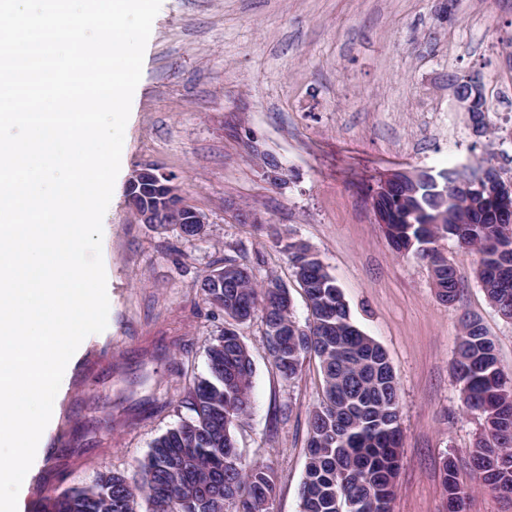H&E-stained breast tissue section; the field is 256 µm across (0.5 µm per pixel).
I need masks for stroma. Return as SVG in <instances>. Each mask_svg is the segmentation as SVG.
Wrapping results in <instances>:
<instances>
[{"mask_svg":"<svg viewBox=\"0 0 512 512\" xmlns=\"http://www.w3.org/2000/svg\"><path fill=\"white\" fill-rule=\"evenodd\" d=\"M438 9V0H162L103 218L108 325L66 366L19 491L21 512H38L47 491L99 472L133 475L153 441L187 416L180 402L224 327L199 284L225 259L260 279L277 276L297 322L308 325L274 228L318 254L353 322L395 371L403 438L391 512H448L449 457L463 512H512V496L472 480L482 420L453 376L468 320L482 324L512 376V321L487 299L474 252L439 241L459 283L456 301L443 304L428 264L397 254L371 208L379 182L397 170L439 171L491 151L512 176V0H456L449 21ZM469 72L481 76L494 107L481 137L448 89L449 74ZM251 138L282 164L284 183L266 179L248 152ZM146 167L206 217L200 238L139 222L127 184ZM240 207L266 227L240 223ZM236 330L255 368L236 444L243 462L271 467L272 512H300L308 419L323 394L319 362L306 359L285 380L267 353L261 316ZM443 485L448 493L449 508H455L450 512H460L463 501V491L457 480L456 463L451 458L446 459L443 465Z\"/></svg>","mask_w":512,"mask_h":512,"instance_id":"1","label":"stroma"}]
</instances>
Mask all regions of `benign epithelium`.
<instances>
[{
	"label": "benign epithelium",
	"instance_id": "7a95c632",
	"mask_svg": "<svg viewBox=\"0 0 512 512\" xmlns=\"http://www.w3.org/2000/svg\"><path fill=\"white\" fill-rule=\"evenodd\" d=\"M448 86L458 110L467 113L473 134L479 137L486 134L489 103L484 96L480 76L467 74L461 79L448 81ZM252 156L260 161L266 177L273 184L280 185L285 181L284 169L276 159L257 152L252 153ZM407 181L414 185L421 183L434 187L436 197L442 201L448 195V182L428 170H401L390 174L380 182L372 195L375 221L385 230L388 229L393 216L390 210L380 207L378 202L388 197L395 187ZM463 189L476 196L485 211L496 216L512 218V177L500 175L493 178L484 170L477 179L465 182ZM127 191L129 201L143 224H164L170 217L174 218L177 224L206 223L201 213L184 202L171 180L156 173L152 168L135 171L129 179ZM395 205L399 207L404 218L414 217L416 223L422 225L424 230L429 224L441 223V220L407 205L402 195L396 199Z\"/></svg>",
	"mask_w": 512,
	"mask_h": 512
}]
</instances>
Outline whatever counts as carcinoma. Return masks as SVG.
<instances>
[{"instance_id": "obj_1", "label": "carcinoma", "mask_w": 512, "mask_h": 512, "mask_svg": "<svg viewBox=\"0 0 512 512\" xmlns=\"http://www.w3.org/2000/svg\"><path fill=\"white\" fill-rule=\"evenodd\" d=\"M456 224H437L438 234L417 236L418 225L403 224L396 251L411 249L434 273L438 298L455 300L454 267L436 243L451 238L479 255L478 278L490 303L512 320V271L490 275L498 249L512 247V223L495 224L473 210L460 194ZM294 277L305 283L312 323L302 327L270 285L232 258L206 275L200 290L224 317L261 314L266 348L283 378L300 374L306 358H318L323 400L311 413L306 443L301 512H390L402 445L398 382L385 350L352 321L341 288L308 245L278 240ZM253 362L235 333L221 331L206 351V372L185 400L190 416L158 437L138 464V474L100 472L88 483L42 498L41 512H271L276 485L271 468L242 464L233 435L251 410ZM454 375L465 406L483 419L472 452L476 479L512 493V377L498 367L496 347L484 328L463 325ZM449 507L461 512L463 491L453 459L443 465Z\"/></svg>"}]
</instances>
